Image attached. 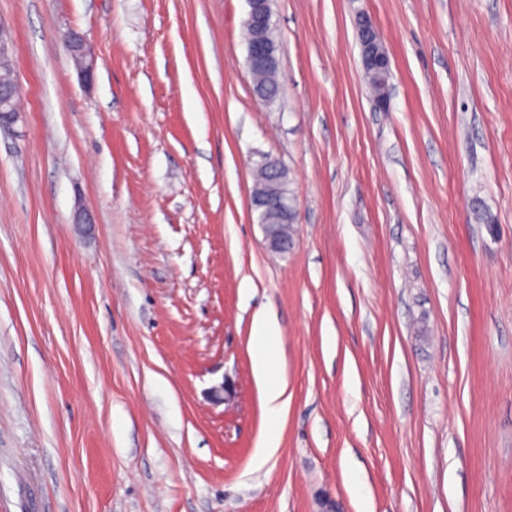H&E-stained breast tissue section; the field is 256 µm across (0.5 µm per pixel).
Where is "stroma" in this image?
<instances>
[{"instance_id": "35a3bbf8", "label": "stroma", "mask_w": 512, "mask_h": 512, "mask_svg": "<svg viewBox=\"0 0 512 512\" xmlns=\"http://www.w3.org/2000/svg\"><path fill=\"white\" fill-rule=\"evenodd\" d=\"M247 11L0 0V512H512V0H273L270 104ZM264 156L297 211L282 255ZM261 310L286 386L265 455ZM357 30L362 68L364 71H370L369 73L364 72L365 76L371 92L378 94L379 90L376 81L379 73L372 72L371 70L384 72L390 69L391 74L390 57L369 16L362 14L358 17ZM389 96L390 87L386 86L382 93L374 97L375 105L379 109H386ZM63 41L68 52L76 60L83 79L86 82H92L95 76V62L87 47L85 36L79 32L70 31L63 35ZM274 190L285 197L271 196L262 186L255 183L252 191V203L257 209L258 223L264 229L269 247L274 251L283 252L286 246L288 247L290 238L282 234L281 225L273 221L272 218L276 216L279 219L288 220L289 215V218L295 223L297 213L288 203V199H291L288 180L286 181L284 178L274 186Z\"/></svg>"}]
</instances>
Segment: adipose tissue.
Returning a JSON list of instances; mask_svg holds the SVG:
<instances>
[{"label": "adipose tissue", "mask_w": 512, "mask_h": 512, "mask_svg": "<svg viewBox=\"0 0 512 512\" xmlns=\"http://www.w3.org/2000/svg\"><path fill=\"white\" fill-rule=\"evenodd\" d=\"M254 372L261 383L269 427H276L283 410L285 385L272 377L271 370L281 361V336L276 323L265 316L255 318L251 330Z\"/></svg>", "instance_id": "obj_1"}]
</instances>
